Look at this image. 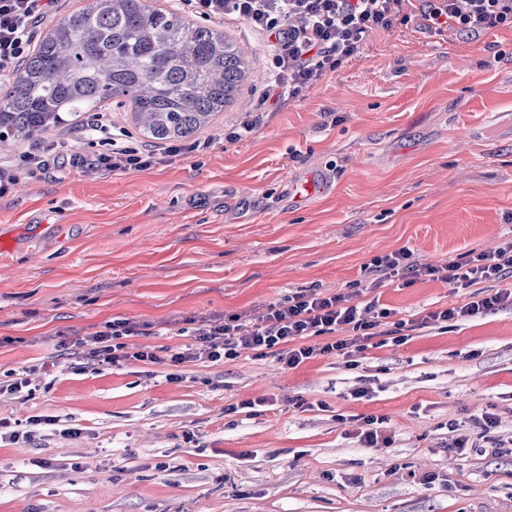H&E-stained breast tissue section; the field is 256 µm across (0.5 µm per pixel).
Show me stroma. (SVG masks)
I'll use <instances>...</instances> for the list:
<instances>
[{"label":"stroma","instance_id":"1","mask_svg":"<svg viewBox=\"0 0 512 512\" xmlns=\"http://www.w3.org/2000/svg\"><path fill=\"white\" fill-rule=\"evenodd\" d=\"M223 29L248 64L213 122L231 131L267 56L244 23ZM39 143L58 163L0 193L17 243L0 257V419L54 423L0 443V512H512V455L450 449L486 411L512 441V308L428 324L472 289L367 271L403 248L442 267L512 241V30L395 25L252 133L144 171L69 164L106 150L78 125ZM311 174L331 192L291 205L292 176ZM300 290H357L392 315L352 366L164 363L186 321L247 320ZM119 318L145 324L126 344L158 362L96 373L64 355ZM22 372L29 391H8ZM367 416L388 446L350 434Z\"/></svg>","mask_w":512,"mask_h":512}]
</instances>
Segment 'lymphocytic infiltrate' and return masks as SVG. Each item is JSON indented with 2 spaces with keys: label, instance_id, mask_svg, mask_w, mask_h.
<instances>
[{
  "label": "lymphocytic infiltrate",
  "instance_id": "lymphocytic-infiltrate-1",
  "mask_svg": "<svg viewBox=\"0 0 512 512\" xmlns=\"http://www.w3.org/2000/svg\"><path fill=\"white\" fill-rule=\"evenodd\" d=\"M60 0H0V81L12 78L29 53L38 27L55 17ZM176 6L208 20H239L262 35L267 44L268 77L253 105L254 111H267L271 103L300 96L325 77L335 74L357 54L374 32L417 21L421 30L439 34L453 29L466 35L499 29H512V0H175ZM253 121L246 120L238 131H216L185 144L148 146L131 133L109 135L99 112L91 113L85 131L108 139L109 152L90 159L89 167L104 172L142 171L154 165L187 157L209 149L223 140L240 139L252 132ZM373 274L383 278L415 279L439 274L454 288H469L479 282H492V293L460 307L428 313L431 322L445 323L485 316L512 306V290L500 288V281L512 277V244L493 253H477L462 262H449L434 270L413 260L402 249L372 263ZM390 309L376 302L354 303L352 295L295 292L289 294L247 325L237 316L211 320L206 327L192 328L193 344L171 355V365L189 361L218 362L252 350L276 356L295 368L319 355L352 357L361 341ZM354 335L336 338L341 327ZM139 322L124 318L105 323L102 329L84 337L73 351L94 371L129 360L157 362L155 352L127 351L125 337L141 334ZM330 335V342L310 344L313 336Z\"/></svg>",
  "mask_w": 512,
  "mask_h": 512
}]
</instances>
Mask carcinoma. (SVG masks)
<instances>
[{"mask_svg": "<svg viewBox=\"0 0 512 512\" xmlns=\"http://www.w3.org/2000/svg\"><path fill=\"white\" fill-rule=\"evenodd\" d=\"M244 76L223 31L147 0H95L50 26L0 93V142L33 141L115 98L143 140L182 141L224 111Z\"/></svg>", "mask_w": 512, "mask_h": 512, "instance_id": "obj_1", "label": "carcinoma"}]
</instances>
